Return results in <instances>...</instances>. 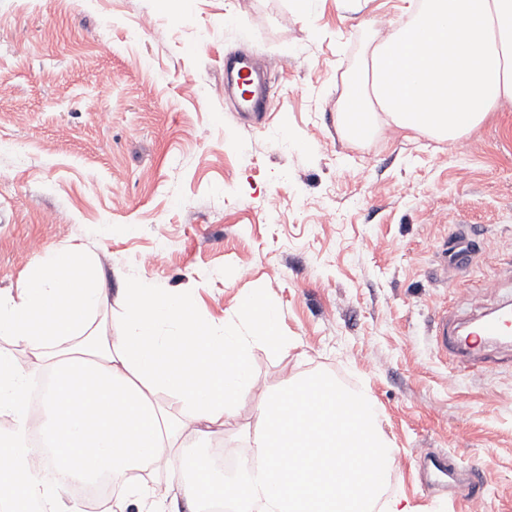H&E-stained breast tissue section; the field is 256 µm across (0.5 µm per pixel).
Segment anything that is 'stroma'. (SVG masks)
Here are the masks:
<instances>
[{
	"mask_svg": "<svg viewBox=\"0 0 512 512\" xmlns=\"http://www.w3.org/2000/svg\"><path fill=\"white\" fill-rule=\"evenodd\" d=\"M403 0H0V291L36 255H95L114 327L121 290L191 289L221 324L263 294L297 346L256 351L254 386L204 456L240 459L244 425L288 378L321 374L367 391L395 450L389 496L412 512H470L418 477L430 448L482 466L485 512H512V346L485 368L434 343L460 319L512 304V99L455 142L394 127L340 131L372 36ZM244 46L273 83L261 125L224 97V54ZM369 169L356 179L361 164ZM464 230L472 260L444 270ZM160 253L157 264L144 255Z\"/></svg>",
	"mask_w": 512,
	"mask_h": 512,
	"instance_id": "obj_1",
	"label": "stroma"
}]
</instances>
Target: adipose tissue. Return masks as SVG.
<instances>
[{"mask_svg":"<svg viewBox=\"0 0 512 512\" xmlns=\"http://www.w3.org/2000/svg\"><path fill=\"white\" fill-rule=\"evenodd\" d=\"M407 17L366 51L371 79L349 93L344 134L372 137L381 125L451 141L512 99V0H406ZM109 294L98 262L76 250L46 249L18 295L0 293V341L23 345L53 376L39 426L28 413V378L15 354L0 353V512H26L40 499L49 512H85L74 482L121 481L105 512H203L221 496L231 512H373L391 478L395 452L364 392L313 374L293 377L257 407L239 465L224 478L185 445L222 435L253 387L255 351L282 355L295 340L278 308L253 295L236 321L202 322L188 293L144 280L123 291L116 331L93 327ZM69 343L65 356L50 347ZM38 429L65 481L36 483L28 458ZM176 451L188 477L149 487L141 473Z\"/></svg>","mask_w":512,"mask_h":512,"instance_id":"1","label":"adipose tissue"}]
</instances>
